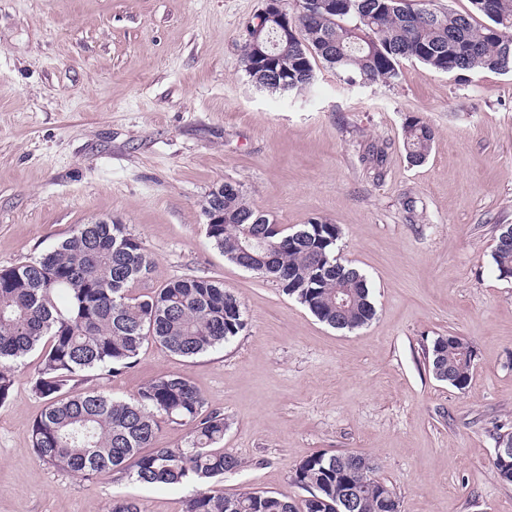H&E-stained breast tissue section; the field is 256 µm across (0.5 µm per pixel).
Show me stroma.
Masks as SVG:
<instances>
[{
  "mask_svg": "<svg viewBox=\"0 0 512 512\" xmlns=\"http://www.w3.org/2000/svg\"><path fill=\"white\" fill-rule=\"evenodd\" d=\"M263 6L0 0V269L109 218L153 260L137 293L196 275L241 298L247 326L224 347L187 359L149 342L132 368L88 382L126 399L156 376L189 378L242 462L213 493L299 501L303 460L362 452L401 512H512V484L492 465L512 431V279L492 258L497 225L512 224V72L404 59L393 83L349 84L319 65L310 88L272 94L241 62ZM412 116L435 131L418 166L403 148ZM227 182L275 223L338 225L336 252L366 274L375 318L331 328L227 260L203 211ZM451 333L474 350L463 391L425 360ZM41 356L27 355L0 403V512H108L116 498L183 512L192 485L80 478L36 457Z\"/></svg>",
  "mask_w": 512,
  "mask_h": 512,
  "instance_id": "35a3bbf8",
  "label": "stroma"
}]
</instances>
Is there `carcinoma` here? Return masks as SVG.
Segmentation results:
<instances>
[{
  "label": "carcinoma",
  "mask_w": 512,
  "mask_h": 512,
  "mask_svg": "<svg viewBox=\"0 0 512 512\" xmlns=\"http://www.w3.org/2000/svg\"><path fill=\"white\" fill-rule=\"evenodd\" d=\"M487 18L431 7V0H323L314 10L296 5L290 32L246 39L242 64L251 81L271 93L300 91L315 79L321 62L349 83L386 82L402 59L441 73L512 71V0H472ZM434 140L420 117L406 121L403 146L413 164L425 161ZM206 206L224 212L206 233L231 262L262 239L273 267L256 272L274 278L283 291L322 323L352 331L376 315L366 277L333 251L340 228L313 218L293 230L271 234L274 220L256 210L246 190L226 182L210 191ZM493 260L499 276L512 273V225L497 227ZM152 269L142 242L124 224H76L37 258L0 270V403L14 384L15 369L38 347L42 360L32 390L46 406L32 424L38 459L80 477L118 471L151 486L198 485L238 469L226 452L223 415L183 375H159L128 400L76 382L96 370L116 373L135 363L146 342L192 358L236 338L246 326L240 298L209 278L184 276L152 295L134 293ZM433 376L464 390L473 378L474 352L460 336L437 337L428 351ZM193 424L185 448H152L160 418ZM149 448L151 452L142 453ZM370 456L314 455L295 469L293 482L308 493L301 503L268 491L224 497L202 488L184 512H336L347 480L363 487L362 512H388L396 496L375 475Z\"/></svg>",
  "instance_id": "1"
}]
</instances>
